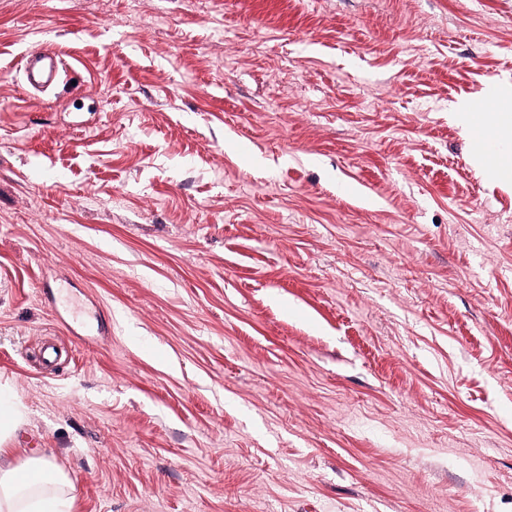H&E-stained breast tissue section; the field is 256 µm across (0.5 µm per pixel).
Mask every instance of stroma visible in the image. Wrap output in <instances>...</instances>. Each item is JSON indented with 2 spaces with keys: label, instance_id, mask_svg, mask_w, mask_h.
Segmentation results:
<instances>
[{
  "label": "stroma",
  "instance_id": "35a3bbf8",
  "mask_svg": "<svg viewBox=\"0 0 512 512\" xmlns=\"http://www.w3.org/2000/svg\"><path fill=\"white\" fill-rule=\"evenodd\" d=\"M494 84L512 0H0L11 465L71 512H512V183L448 120ZM20 70L28 85L39 87L66 72V67L58 52L51 48H39L29 51L21 59Z\"/></svg>",
  "mask_w": 512,
  "mask_h": 512
}]
</instances>
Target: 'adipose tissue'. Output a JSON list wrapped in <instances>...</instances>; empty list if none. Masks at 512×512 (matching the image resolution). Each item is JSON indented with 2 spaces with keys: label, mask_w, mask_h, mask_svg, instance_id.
Segmentation results:
<instances>
[{
  "label": "adipose tissue",
  "mask_w": 512,
  "mask_h": 512,
  "mask_svg": "<svg viewBox=\"0 0 512 512\" xmlns=\"http://www.w3.org/2000/svg\"><path fill=\"white\" fill-rule=\"evenodd\" d=\"M475 109V104L461 100L451 104L448 117L467 130L475 118H482L493 140L512 133L511 88L499 89L498 101L491 104L489 112L479 115ZM39 464L48 468L47 476L0 465V512H69L72 498L68 480L52 469L50 457H43Z\"/></svg>",
  "instance_id": "obj_1"
}]
</instances>
